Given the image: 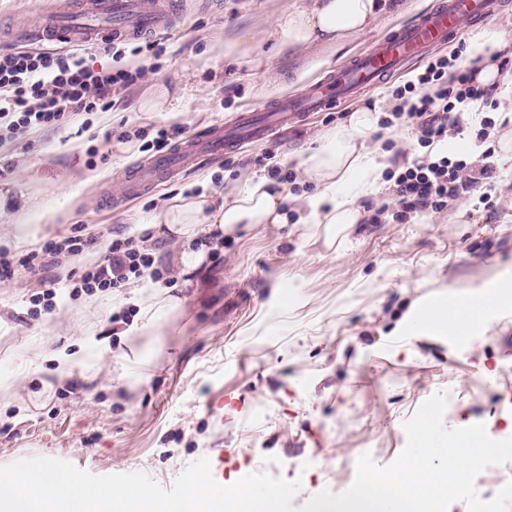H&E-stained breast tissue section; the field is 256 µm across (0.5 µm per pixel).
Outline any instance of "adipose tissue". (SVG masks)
Returning a JSON list of instances; mask_svg holds the SVG:
<instances>
[{"label": "adipose tissue", "instance_id": "1", "mask_svg": "<svg viewBox=\"0 0 512 512\" xmlns=\"http://www.w3.org/2000/svg\"><path fill=\"white\" fill-rule=\"evenodd\" d=\"M383 10L382 0H314L310 8L285 11L272 36L291 46L336 43L365 31ZM377 123L375 110L357 108L345 126L326 132L321 146L299 159L305 178L318 187L305 200L307 223L326 225L331 233L337 226L359 223V201L380 189L387 167L383 157L366 153L367 137ZM287 195L286 184L255 177L229 198L175 197L154 216L151 228L155 234L189 241L202 222L213 235L236 232L243 224H284ZM133 298L141 318L128 328V335L164 336L178 300L138 290Z\"/></svg>", "mask_w": 512, "mask_h": 512}]
</instances>
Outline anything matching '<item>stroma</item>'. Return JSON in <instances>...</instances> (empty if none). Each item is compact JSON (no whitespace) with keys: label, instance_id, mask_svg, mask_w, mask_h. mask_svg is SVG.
I'll list each match as a JSON object with an SVG mask.
<instances>
[{"label":"stroma","instance_id":"1","mask_svg":"<svg viewBox=\"0 0 512 512\" xmlns=\"http://www.w3.org/2000/svg\"><path fill=\"white\" fill-rule=\"evenodd\" d=\"M67 2L0 0V54L30 49L28 27ZM176 2L175 27L152 37L151 48L125 54L124 66L148 71L116 89L107 111L0 143V191L11 201L0 217V249L17 260L77 231L95 240L60 256L42 278L20 267L13 281L0 283V378L15 380L0 389V465L53 457L96 475L142 471L167 488L205 458L226 485L256 472L301 479L292 502L298 508L323 490L345 491L363 453L391 465L406 445L404 420L436 393L449 394L447 428L481 423L512 436V304L492 309L485 332L406 326L416 309L484 299L486 282L512 273V158L499 147L512 84L495 91L500 106L490 114L486 141L476 139L478 112L448 139L449 155L471 162L490 151L492 178L439 212L359 223L331 241L322 228L297 223L299 204L289 201L288 223L255 224L225 237L216 256L189 276L180 244L155 237L156 265L169 295L182 300L161 350H152L151 337H125L140 318L138 307L124 306L123 321L112 322L120 291L69 294L68 280L93 267L112 238L140 234L172 197L229 194L274 167L297 172L296 155L319 135L341 127L359 106L386 109L392 90L428 60L128 199L125 173L152 157L142 133L174 124L189 136L263 110L438 0H387L365 32L341 45L306 48L276 45L262 33L285 10L311 0ZM245 35L254 51L225 56L222 44ZM476 38L486 53L512 60V0H499L489 19L462 25L441 52L457 54ZM171 109L177 121L165 118ZM41 208L54 211V223H40ZM20 216L30 222L25 238L14 234ZM44 280L56 289V306L34 319L29 298ZM101 338L109 339L110 353L96 349ZM43 344L71 345L86 361L63 383L49 360L42 374L25 377Z\"/></svg>","mask_w":512,"mask_h":512}]
</instances>
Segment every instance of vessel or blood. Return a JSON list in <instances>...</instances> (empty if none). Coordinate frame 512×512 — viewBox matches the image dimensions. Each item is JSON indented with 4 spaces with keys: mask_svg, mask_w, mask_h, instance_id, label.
<instances>
[{
    "mask_svg": "<svg viewBox=\"0 0 512 512\" xmlns=\"http://www.w3.org/2000/svg\"><path fill=\"white\" fill-rule=\"evenodd\" d=\"M486 9V0H443L434 11L374 43L326 82L270 106L263 113L244 112L231 125L211 126L153 157L148 167L130 177L129 194L152 188L158 174L176 176L203 158L220 156L228 150L265 139L271 130L288 126L306 113L322 111L331 103L377 86L423 53L446 45L464 22L483 18ZM173 25V14L166 0H79L76 7L58 9L44 16L34 33L42 40L87 46L105 31L115 40L134 41Z\"/></svg>",
    "mask_w": 512,
    "mask_h": 512,
    "instance_id": "b4317fda",
    "label": "vessel or blood"
}]
</instances>
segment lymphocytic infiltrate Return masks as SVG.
I'll list each match as a JSON object with an SVG mask.
<instances>
[{"mask_svg":"<svg viewBox=\"0 0 512 512\" xmlns=\"http://www.w3.org/2000/svg\"><path fill=\"white\" fill-rule=\"evenodd\" d=\"M144 73L141 67L131 70L119 65L98 71L80 54L68 59L47 53L0 55V141L59 126L80 113L106 110L113 88L133 85ZM392 97L395 105L381 120V128L412 124L425 147L461 129L459 108L467 101L479 99L492 109L498 106L492 88L477 83L475 68L453 67L445 56L434 57L415 80L394 89ZM391 162L388 177L394 182L398 205L394 217L399 221L447 207L493 173L491 164L475 167L466 159L446 156L411 159L398 152ZM90 244V239L79 235L51 241L28 253L22 265L37 276L61 253L75 254ZM155 261L153 251L142 241L114 238L100 261L71 282V292L76 295L124 287Z\"/></svg>","mask_w":512,"mask_h":512,"instance_id":"lymphocytic-infiltrate-1","label":"lymphocytic infiltrate"}]
</instances>
